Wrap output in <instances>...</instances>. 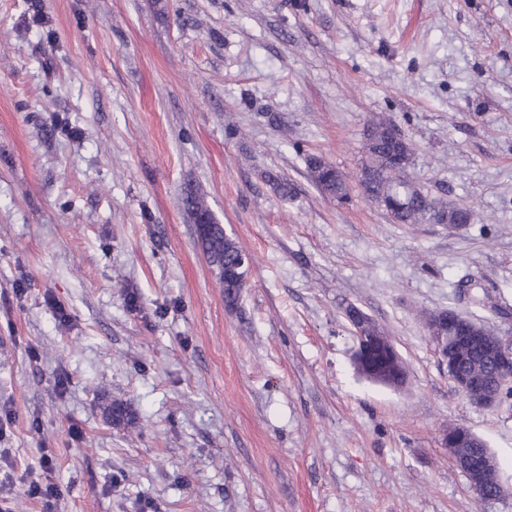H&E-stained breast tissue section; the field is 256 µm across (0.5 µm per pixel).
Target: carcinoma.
Returning <instances> with one entry per match:
<instances>
[{"mask_svg": "<svg viewBox=\"0 0 512 512\" xmlns=\"http://www.w3.org/2000/svg\"><path fill=\"white\" fill-rule=\"evenodd\" d=\"M363 152L361 168L373 173L366 186V196L380 205L392 223L461 226L474 220L475 211L444 206L428 198L426 193L415 189L413 181L408 176L409 167L405 166L397 172L386 169L384 159L390 152V144L387 141L377 139L363 146ZM308 168L312 182L321 193L336 199L339 203L348 200V178L342 171L320 157L310 158ZM181 202L196 224L206 226L205 231L198 234V241L208 255L210 263L216 266L219 277H224L225 268L236 265L243 250L224 233L222 225L214 221L210 210L197 192L192 189L183 191ZM482 354V349L472 347L473 358L480 359ZM483 366V382L487 388L493 389L495 363L486 358Z\"/></svg>", "mask_w": 512, "mask_h": 512, "instance_id": "obj_1", "label": "carcinoma"}]
</instances>
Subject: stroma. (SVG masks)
<instances>
[{"label": "stroma", "instance_id": "35a3bbf8", "mask_svg": "<svg viewBox=\"0 0 512 512\" xmlns=\"http://www.w3.org/2000/svg\"><path fill=\"white\" fill-rule=\"evenodd\" d=\"M379 119L480 221H388L357 180ZM189 185L251 258L235 304ZM350 304L403 388L355 371ZM442 309L512 339V0H0V512H43L46 448L55 512H512V400L454 390ZM455 424L498 500L441 445ZM320 157H312L309 159L308 168L312 182L317 189L334 199L337 202H346L349 198L348 178L331 163ZM344 314L351 322L353 336L356 340V349L353 354L355 368L359 364L364 348L379 347V349L385 350L392 356L391 362L394 367V373L401 379L400 383L391 385V387L396 389L402 388L407 381V367L403 359L397 354L396 348L389 337L385 335L369 315L357 306L348 305L344 310ZM435 312L443 313L444 311L427 312L425 314V328L435 346L436 354L440 361L444 363L448 360L450 351L458 354L463 352L467 345V338L464 337L466 334H464V327L462 325L457 327L462 335L455 336L453 325L456 322V318L459 317L457 312L444 313L442 324H438L439 315ZM442 442L445 447L449 445L456 466L465 474L478 498L486 500L489 488L487 481L496 476L497 462L492 453L486 452V447L472 448L473 444L484 442L469 428L460 425L446 429L442 434ZM468 448H471V455L475 461L480 460L486 453L480 467L482 471L479 473L474 472L469 465ZM41 473L30 472V477L25 482L24 492L31 498H36L42 502L46 511L52 510V507L61 497V489L58 484L43 481Z\"/></svg>", "mask_w": 512, "mask_h": 512}]
</instances>
